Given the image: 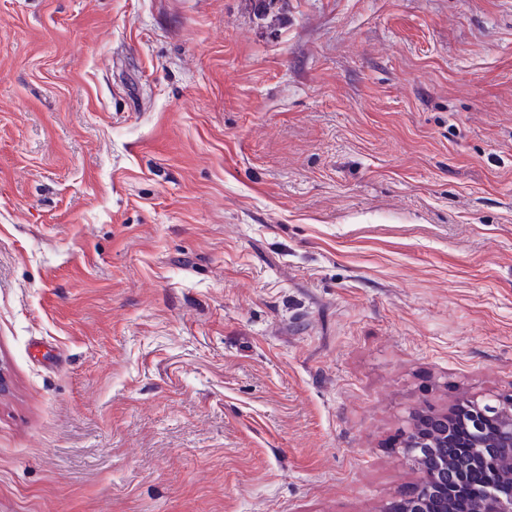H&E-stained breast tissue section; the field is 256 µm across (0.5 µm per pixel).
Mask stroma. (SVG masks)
Listing matches in <instances>:
<instances>
[{
  "label": "stroma",
  "instance_id": "1",
  "mask_svg": "<svg viewBox=\"0 0 512 512\" xmlns=\"http://www.w3.org/2000/svg\"><path fill=\"white\" fill-rule=\"evenodd\" d=\"M0 512H386L512 397V0H0Z\"/></svg>",
  "mask_w": 512,
  "mask_h": 512
}]
</instances>
